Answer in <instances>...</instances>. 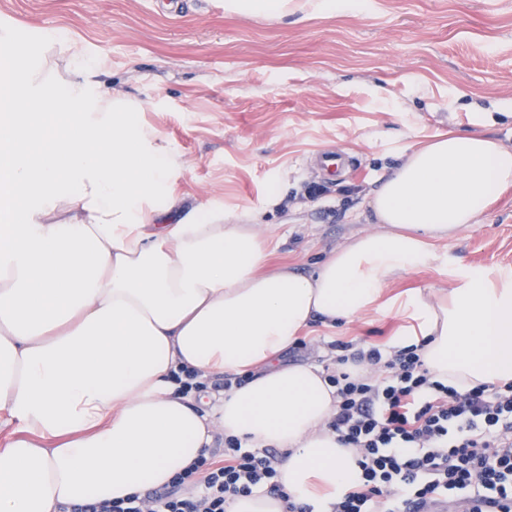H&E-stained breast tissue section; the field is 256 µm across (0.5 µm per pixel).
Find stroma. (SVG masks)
<instances>
[{
    "instance_id": "35a3bbf8",
    "label": "stroma",
    "mask_w": 512,
    "mask_h": 512,
    "mask_svg": "<svg viewBox=\"0 0 512 512\" xmlns=\"http://www.w3.org/2000/svg\"><path fill=\"white\" fill-rule=\"evenodd\" d=\"M0 26L14 52H38L54 28L87 64L106 60L99 81L139 101L170 148L184 211L220 206L225 223L257 225L274 269L312 271L378 231L368 200L420 144L453 130L512 146V0H351L336 14L292 0L275 18L224 0H0ZM327 151L354 166L326 178ZM313 182L329 194L311 200ZM435 251L385 298L512 277V189ZM410 324L394 311L317 323L283 361L327 366L330 341L386 347Z\"/></svg>"
}]
</instances>
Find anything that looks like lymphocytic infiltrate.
I'll use <instances>...</instances> for the list:
<instances>
[{
  "label": "lymphocytic infiltrate",
  "mask_w": 512,
  "mask_h": 512,
  "mask_svg": "<svg viewBox=\"0 0 512 512\" xmlns=\"http://www.w3.org/2000/svg\"><path fill=\"white\" fill-rule=\"evenodd\" d=\"M338 397L329 427L355 449L359 485L328 512H512V382L467 390L436 380L417 347L331 341ZM368 362L370 377L347 371ZM277 454L228 437L164 491L75 504L67 512H227L235 498L282 494Z\"/></svg>",
  "instance_id": "obj_1"
}]
</instances>
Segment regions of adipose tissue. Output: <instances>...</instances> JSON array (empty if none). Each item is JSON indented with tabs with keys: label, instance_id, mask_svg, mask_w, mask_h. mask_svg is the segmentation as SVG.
I'll list each match as a JSON object with an SVG mask.
<instances>
[{
	"label": "adipose tissue",
	"instance_id": "adipose-tissue-1",
	"mask_svg": "<svg viewBox=\"0 0 512 512\" xmlns=\"http://www.w3.org/2000/svg\"><path fill=\"white\" fill-rule=\"evenodd\" d=\"M43 52L11 56L0 88V512H59L169 485L214 441L276 448L285 497L256 493L227 512L325 504L356 486L355 452L328 423L336 389L322 366L283 355L313 323L374 307L388 278L423 267L433 243L479 223L512 187V148L451 131L410 152L369 205L382 231L332 251L314 273L266 270L250 224L191 213L175 166L137 103L103 90L86 66ZM38 111L72 122L54 153L38 147ZM395 348L420 346L435 379L465 390L512 381V285L483 277L431 304ZM248 375L204 409L181 368Z\"/></svg>",
	"mask_w": 512,
	"mask_h": 512
}]
</instances>
